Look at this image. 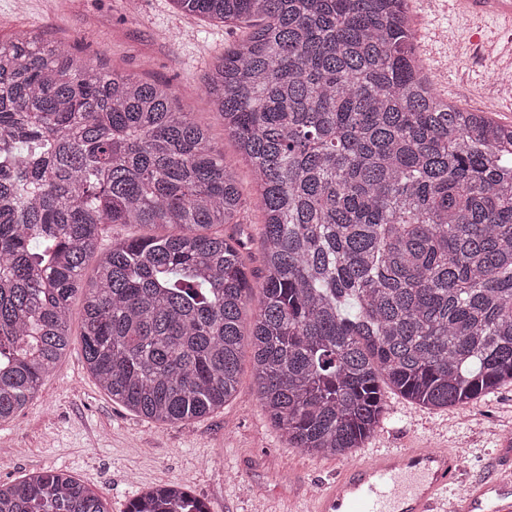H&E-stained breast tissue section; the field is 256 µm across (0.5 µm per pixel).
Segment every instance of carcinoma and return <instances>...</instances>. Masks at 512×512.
Wrapping results in <instances>:
<instances>
[{
    "label": "carcinoma",
    "instance_id": "carcinoma-1",
    "mask_svg": "<svg viewBox=\"0 0 512 512\" xmlns=\"http://www.w3.org/2000/svg\"><path fill=\"white\" fill-rule=\"evenodd\" d=\"M251 28L205 93L255 173L244 200L164 86L94 69L28 30L0 43V422L69 345L131 412L178 425L238 393L255 288L257 398L292 447L345 458L384 389L463 408L512 383V124L433 105L407 0H171ZM106 224L171 227L96 250ZM94 260V276L83 271ZM0 512H109L65 472L0 482ZM126 512H208L179 483Z\"/></svg>",
    "mask_w": 512,
    "mask_h": 512
}]
</instances>
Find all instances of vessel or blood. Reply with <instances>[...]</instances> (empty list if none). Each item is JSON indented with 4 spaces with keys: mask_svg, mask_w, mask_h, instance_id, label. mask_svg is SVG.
Listing matches in <instances>:
<instances>
[{
    "mask_svg": "<svg viewBox=\"0 0 512 512\" xmlns=\"http://www.w3.org/2000/svg\"><path fill=\"white\" fill-rule=\"evenodd\" d=\"M454 10L512 29V0H455ZM460 473L447 448L368 452L311 496L310 512H512V467L466 483Z\"/></svg>",
    "mask_w": 512,
    "mask_h": 512,
    "instance_id": "vessel-or-blood-1",
    "label": "vessel or blood"
}]
</instances>
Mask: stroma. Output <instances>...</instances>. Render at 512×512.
<instances>
[{"mask_svg": "<svg viewBox=\"0 0 512 512\" xmlns=\"http://www.w3.org/2000/svg\"><path fill=\"white\" fill-rule=\"evenodd\" d=\"M419 57L437 93L462 107L512 123V94L499 93L500 69L477 55L473 42L497 35L489 21L452 11H420L409 4ZM23 29L66 45L91 67H105L166 85L182 111L206 127L244 194L242 221L251 239L247 265L258 273L263 213L249 166L204 94L212 62L244 38L245 25L225 26L177 12L170 0H0V41ZM263 295L253 292L242 328L239 394L224 408L179 426L125 410L89 373L83 357V300L71 301L70 343L55 371L12 421L0 424V448L20 454L0 468V481L63 469L126 512L143 490L177 482L209 512H300L309 494L336 475L332 458L291 448L262 410L252 374L250 325ZM388 414L366 448L445 446L460 452L468 478L512 461V384L466 409L429 410L400 395L387 396Z\"/></svg>", "mask_w": 512, "mask_h": 512, "instance_id": "stroma-1", "label": "stroma"}]
</instances>
